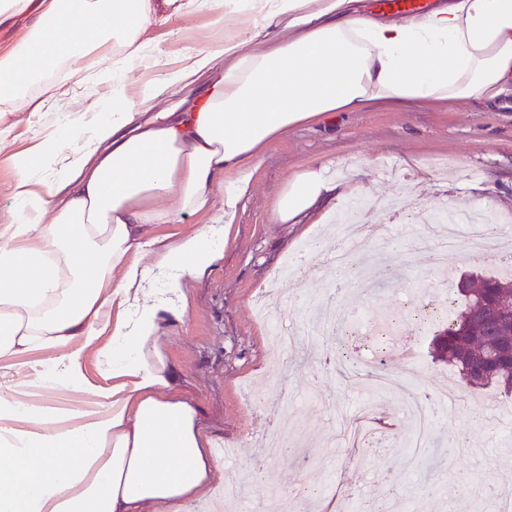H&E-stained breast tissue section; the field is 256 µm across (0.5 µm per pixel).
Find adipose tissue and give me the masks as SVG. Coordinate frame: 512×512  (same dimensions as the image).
Listing matches in <instances>:
<instances>
[{
    "label": "adipose tissue",
    "instance_id": "obj_1",
    "mask_svg": "<svg viewBox=\"0 0 512 512\" xmlns=\"http://www.w3.org/2000/svg\"><path fill=\"white\" fill-rule=\"evenodd\" d=\"M204 4L246 27L133 101L123 75L140 33L181 0H0V28L26 27L0 51L1 113L49 110L41 87L52 74L113 42L124 49L95 74L112 101L93 103L92 124L66 119L15 160L16 214L0 226V361L41 345L62 353L21 378L0 373V512H184L205 496L223 472L167 372L159 331L182 320L186 280L221 257L261 148L380 101L493 103L512 92V0H440L417 18H375L359 0ZM173 90L183 111L160 107ZM217 192L210 223L175 239L148 234L208 209ZM346 192L323 171L301 172L275 219ZM90 349L99 383L85 373ZM38 390L91 401L64 414L33 403Z\"/></svg>",
    "mask_w": 512,
    "mask_h": 512
}]
</instances>
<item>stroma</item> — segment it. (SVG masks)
<instances>
[{
  "instance_id": "1",
  "label": "stroma",
  "mask_w": 512,
  "mask_h": 512,
  "mask_svg": "<svg viewBox=\"0 0 512 512\" xmlns=\"http://www.w3.org/2000/svg\"><path fill=\"white\" fill-rule=\"evenodd\" d=\"M230 32L215 13L192 4L152 21L140 36L142 59L126 75L127 96L136 98L166 68L187 63L197 48L219 44ZM108 94L107 86L76 74L66 77L51 111L12 115V133L0 147V225L13 219L11 156L52 134L71 113L92 122L89 106ZM319 168L329 174L350 169L352 198L363 207L362 221L373 227L372 243L355 255L354 286L329 287L311 270L341 242L336 224L346 199L316 205L295 224L275 221L276 200L293 176ZM463 209L512 214V96L494 106L477 100L380 102L289 129L264 148L222 259L187 282V312L181 322L162 325L159 336L181 395L196 405L213 443L236 451L223 466L242 485L245 500L227 503L225 512H263L279 492L325 480L331 488L319 498H300L299 512H328L343 488L372 507L389 502L404 512H494L486 483L512 489V439L502 436L512 431V402L494 404L487 390L453 413H440L437 447L447 449L455 437L467 445L431 476L405 467L408 430L398 395L376 396L393 425L378 442L360 447L339 440L329 408L333 401L352 407L359 399L326 356L341 338L361 358L385 352L386 369L399 377L415 372L420 389H456L454 370L433 357L435 323L406 319L395 342L371 340L370 324L384 312L442 302L450 280L499 275L496 262L473 252L466 235L459 238L466 257L450 260L443 273L429 249L413 248L427 231L425 217ZM270 288L280 290L298 326L306 324L301 303L315 292L331 293L351 319L342 335H313L309 357L282 350L257 317L256 306ZM273 425L293 443L278 458L260 451ZM258 473L271 478L265 489L253 481Z\"/></svg>"
}]
</instances>
